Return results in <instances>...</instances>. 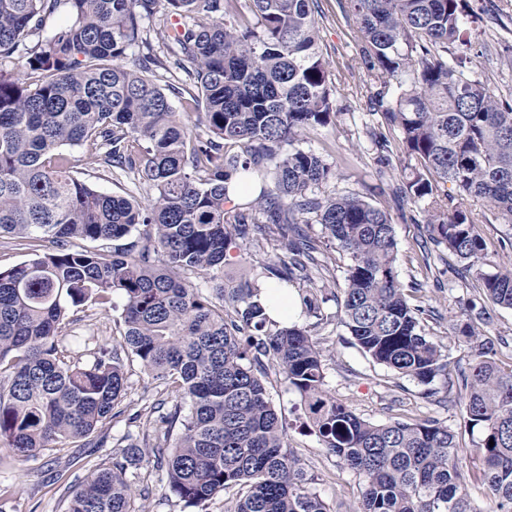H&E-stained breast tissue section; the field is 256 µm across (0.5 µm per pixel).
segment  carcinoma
Segmentation results:
<instances>
[{
	"label": "carcinoma",
	"mask_w": 512,
	"mask_h": 512,
	"mask_svg": "<svg viewBox=\"0 0 512 512\" xmlns=\"http://www.w3.org/2000/svg\"><path fill=\"white\" fill-rule=\"evenodd\" d=\"M316 0H0V237L36 257L0 271V447L22 459L91 437L118 410L137 363L176 394L162 429L127 435L123 460L90 475L67 512H138L128 473L144 448L163 455L169 490L206 512L238 488L233 512H330L288 451L286 426L262 381L275 363L308 408L322 447L362 481L354 512H483L455 463L457 434L435 418L373 423L326 388L317 327L331 321L322 259H347L333 294L336 326L363 353L418 384L448 376V360L416 297L443 249L478 290L459 300L455 333L469 345L458 370L465 428L479 430L480 475L494 507L512 512V368L486 334L512 309V270L489 269L482 224L512 227V103L448 63L465 39L469 0H348L360 55L381 86L374 111L399 132L408 170L399 193L418 206L427 238L424 280L405 284L391 218L358 194L329 190L336 163L305 144L329 125L331 79L319 50ZM72 21L30 46L60 7ZM176 56L188 83L192 135L155 82ZM107 169L134 171L153 191L142 204L77 175L62 148ZM453 188L456 196L448 195ZM483 201L475 212L465 204ZM321 226L322 239L304 226ZM97 246L80 248L76 241ZM280 252L224 287L231 252ZM298 290L313 325L281 324L260 296L266 279ZM124 299L122 349L88 360L64 344L74 307ZM494 445H489V442Z\"/></svg>",
	"instance_id": "carcinoma-1"
}]
</instances>
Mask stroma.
Returning a JSON list of instances; mask_svg holds the SVG:
<instances>
[{
  "mask_svg": "<svg viewBox=\"0 0 512 512\" xmlns=\"http://www.w3.org/2000/svg\"><path fill=\"white\" fill-rule=\"evenodd\" d=\"M320 47L330 63L333 94L338 114L321 133L312 136L315 148L326 150L336 160L341 177L336 192H355L392 219L399 246L398 265L402 281H409L417 267L423 228L413 205L398 196L396 187L404 180V164L392 160L380 166L373 134L378 130L373 116L372 98L378 87L369 76L359 55L357 23L348 0H317ZM473 11L472 49L468 74L494 91L497 97L512 99V0H470ZM83 179L107 194H131L147 199L150 188L133 175L113 174L108 169L88 165L83 149L70 150ZM440 274L428 280L426 295L431 307L440 314L435 332L451 365L465 364L466 344L455 336L453 326L459 313L458 298L467 296L463 280L450 272L447 264L436 262ZM124 300L113 296L112 304L91 313L74 310L76 319L69 343L76 353L87 345H118L121 341L118 320ZM319 340L327 351L326 381L329 392L358 415L384 424L394 420L434 417L448 423L458 435V468L467 477V490L480 507H488L486 487L478 478V435L466 432L464 404L438 401L427 396L426 388L373 363L349 342L347 334L335 326L322 329ZM269 398L288 431L290 451L303 462L308 475L331 512H351L360 496V480L335 456L321 448L312 427L307 424L304 406L297 393L275 365H268L264 379ZM165 387L130 365L123 415L106 421L97 432L99 447L75 442L63 449H47L36 458L16 461L0 452V512H66L75 490L100 466L122 458V437L129 431H153L155 424L147 413L152 403L169 400ZM137 488L146 492L148 512H184V504L168 489L166 474L154 462L144 463L135 476Z\"/></svg>",
  "mask_w": 512,
  "mask_h": 512,
  "instance_id": "stroma-1",
  "label": "stroma"
}]
</instances>
